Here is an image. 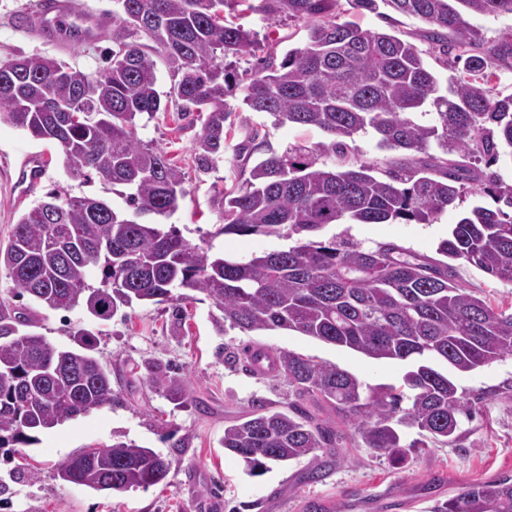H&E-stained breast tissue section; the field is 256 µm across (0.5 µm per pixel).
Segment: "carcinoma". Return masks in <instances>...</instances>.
<instances>
[{"label":"carcinoma","instance_id":"cac0c4a2","mask_svg":"<svg viewBox=\"0 0 512 512\" xmlns=\"http://www.w3.org/2000/svg\"><path fill=\"white\" fill-rule=\"evenodd\" d=\"M432 26L430 39L448 52V39L466 71H484L491 57H512V41L482 49L463 11L512 14V0H352L374 12L378 2ZM338 0H113L109 66L87 72L45 56L11 60L0 80V120L59 146L67 174L119 186L127 212L96 196L58 189L24 212L0 247V266L14 296L50 309L82 305L110 320L133 303L177 304L201 292L229 326L295 331L374 359L408 364L400 387L367 388L336 364L292 351L255 347L244 362L270 363L256 373L283 380L294 400L283 411L261 400L224 428L222 447L253 475L272 464L308 459V480L322 477L323 455L335 433L303 408L312 400L336 414L365 447L401 457V430L415 428L434 443L453 441L463 396L448 371L470 372L512 356V312L495 309L456 279L458 260L512 283V212L474 205L448 230L439 259L392 242L364 248L347 237L321 238L330 224H431L457 206L474 180L470 159L512 156V95L491 97L473 79L442 87L409 42L340 20ZM245 5L266 20L288 18L307 29L306 41L281 61L258 60L242 83L231 59L254 51L256 33L238 22ZM232 13L224 14V8ZM163 56L174 98L162 99L156 63ZM240 96L254 112L320 130L326 140L270 152L236 184L215 191L211 207L225 234L296 237L295 244L248 259L211 256L159 218L178 209L185 175L162 149L143 141V118L171 109L204 112L195 138L199 172L224 156L232 116L227 98ZM83 99L74 123L71 106ZM373 132L378 147L414 152L383 168L349 155V143ZM484 192L512 209V185L491 175ZM98 266L93 286L85 271ZM30 322L0 301V449L35 440L82 413L112 401L110 373L82 334L77 346L52 347L20 331ZM172 400L185 402L178 378L155 377ZM409 405L402 406L403 401ZM172 460L119 441L87 459L59 463L57 477L95 491L121 494L166 481ZM431 512H512V478L467 485L436 501Z\"/></svg>","mask_w":512,"mask_h":512}]
</instances>
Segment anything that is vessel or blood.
<instances>
[{
  "mask_svg": "<svg viewBox=\"0 0 512 512\" xmlns=\"http://www.w3.org/2000/svg\"><path fill=\"white\" fill-rule=\"evenodd\" d=\"M35 21L47 37H62L72 43L97 38L108 24L107 18L102 16L75 15L72 0H39ZM41 177V158L36 154L30 155L18 183L27 191L37 186Z\"/></svg>",
  "mask_w": 512,
  "mask_h": 512,
  "instance_id": "1",
  "label": "vessel or blood"
}]
</instances>
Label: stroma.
I'll list each match as a JSON object with an SVG mask.
<instances>
[{
	"label": "stroma",
	"instance_id": "35a3bbf8",
	"mask_svg": "<svg viewBox=\"0 0 512 512\" xmlns=\"http://www.w3.org/2000/svg\"><path fill=\"white\" fill-rule=\"evenodd\" d=\"M37 0H0V64L19 55H44L98 71L111 32L97 40L61 45L47 41L42 32L27 28ZM343 19L362 28L386 32L415 45L440 81L461 78L464 65L444 54L427 37L429 24L400 14L387 5L377 12L353 8L339 0ZM258 34L256 54L237 57L239 78L250 77L257 57H283L306 39L302 23L264 20L253 12L244 19ZM233 112L224 158L208 173L195 167L193 140L201 128L197 113L160 112L146 120L139 136L168 152L185 173L186 194L171 218L191 245L211 253L247 258L287 248L289 239L221 234V220L208 201L215 190L231 187L238 176L235 147L251 131H259L272 151L310 146L324 135L314 128L276 124L273 117L257 113L240 99L229 101ZM42 153L45 176L39 188L17 201L15 180L29 154ZM71 196L99 195L121 205L118 194L100 180L83 183L71 179L58 146L38 141L11 124L0 121V243H7L21 214L42 200L51 189ZM492 206L481 183L469 184L457 207L448 209L431 224H331L324 238L345 236L362 247L394 242L412 252L433 257L448 235L450 225L474 204ZM459 283L495 306H512V284L499 282L466 262H458ZM0 300L29 311L34 332L59 349L74 347L78 330L93 332L94 354L111 372L114 398L110 404L38 433L35 443L20 445L13 459L0 455V512H307L309 504L326 512H430L435 501L447 500L474 481L492 482L512 475V357H507L454 380L467 403L459 416L453 442L420 444L418 430H406L402 443L407 452L393 461L346 439L337 459L321 481L304 475L307 461L274 465L259 475L248 472L237 457L224 452L220 440L255 400L283 406L288 385L253 374L231 364L227 355L254 344L272 350H290L333 363L354 374L364 386H400L405 364L373 359L292 331L261 330L243 333L218 331L212 323L216 308L203 293L183 301L182 314L172 305L136 304L111 320L99 321L84 307L54 310L38 306L27 297H14L5 268L0 267ZM184 381L190 399L179 404L156 387V375ZM123 440L153 449L170 458L167 480L148 489L122 494L94 491L67 484L55 476L56 466L88 448H105Z\"/></svg>",
	"mask_w": 512,
	"mask_h": 512
}]
</instances>
